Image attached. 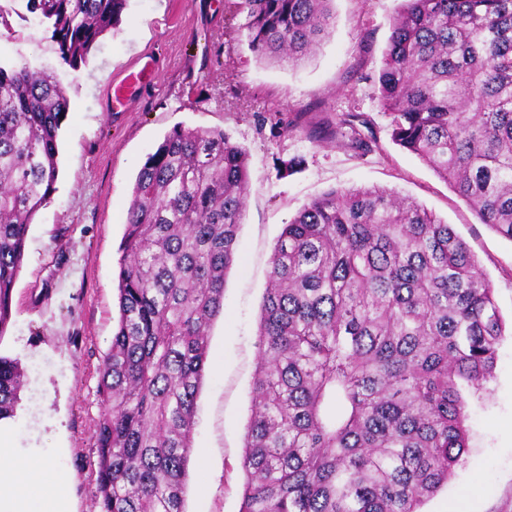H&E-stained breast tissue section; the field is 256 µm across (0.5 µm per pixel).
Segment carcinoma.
Instances as JSON below:
<instances>
[{"instance_id":"1","label":"carcinoma","mask_w":512,"mask_h":512,"mask_svg":"<svg viewBox=\"0 0 512 512\" xmlns=\"http://www.w3.org/2000/svg\"><path fill=\"white\" fill-rule=\"evenodd\" d=\"M127 0H26L76 68ZM333 0H237L250 50L299 68ZM392 138L512 241V0H400L377 75ZM65 87L0 63V336L27 233L58 179ZM349 113L329 128L362 154ZM222 130L173 128L132 191L118 321L100 368L89 465L100 512H185L208 329L224 310L249 193ZM241 466L240 512H421L468 448L463 390L493 378L504 322L451 225L380 187L334 188L284 225L270 257ZM25 372L0 356V420Z\"/></svg>"}]
</instances>
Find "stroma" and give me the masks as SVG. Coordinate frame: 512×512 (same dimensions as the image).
<instances>
[{"instance_id": "stroma-1", "label": "stroma", "mask_w": 512, "mask_h": 512, "mask_svg": "<svg viewBox=\"0 0 512 512\" xmlns=\"http://www.w3.org/2000/svg\"><path fill=\"white\" fill-rule=\"evenodd\" d=\"M398 0H334L311 61L291 70L249 50L227 0H128L114 32L86 64H63L50 34L29 23L24 0H7L0 61L55 71L70 98L58 134L59 175L28 231L0 356L18 359L26 382L14 417L0 421L17 457L52 468L47 494L64 512H100L89 461L103 405L99 368L116 329L117 262L136 176L174 127L219 129L249 158L250 192L224 311L209 330L197 394L185 512H239L243 438L251 414L260 305L284 224L331 188L383 186L412 197L468 244L502 318L512 323V241L482 224L448 182L391 139L375 78ZM153 73L125 103L111 88L141 57ZM359 112L377 145L360 154L326 138L337 116ZM304 114L307 129L285 132ZM292 163L284 172V163ZM469 448L422 512H512V335L502 340L486 392L469 397Z\"/></svg>"}]
</instances>
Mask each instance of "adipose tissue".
Returning <instances> with one entry per match:
<instances>
[{
    "label": "adipose tissue",
    "instance_id": "1",
    "mask_svg": "<svg viewBox=\"0 0 512 512\" xmlns=\"http://www.w3.org/2000/svg\"><path fill=\"white\" fill-rule=\"evenodd\" d=\"M45 464L15 456L9 442L0 443V512H60L43 493Z\"/></svg>",
    "mask_w": 512,
    "mask_h": 512
}]
</instances>
